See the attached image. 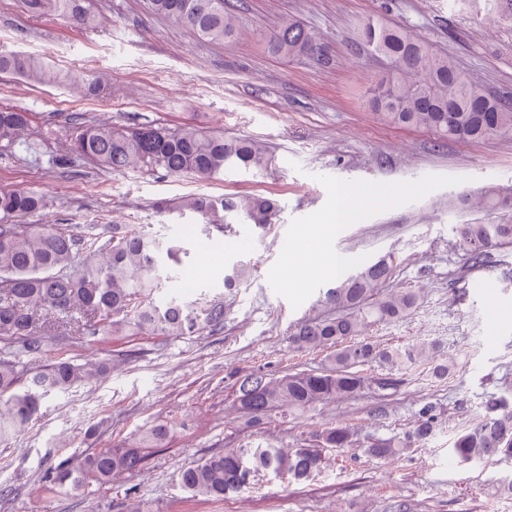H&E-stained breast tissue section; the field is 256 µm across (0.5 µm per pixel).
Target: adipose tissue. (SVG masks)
Wrapping results in <instances>:
<instances>
[{
    "label": "adipose tissue",
    "instance_id": "ef3b65f1",
    "mask_svg": "<svg viewBox=\"0 0 512 512\" xmlns=\"http://www.w3.org/2000/svg\"><path fill=\"white\" fill-rule=\"evenodd\" d=\"M336 196L341 204L333 208L328 214L318 219L317 223L306 228L303 239L293 249L288 264L287 272L292 276L294 284H301L309 276L320 275L325 277H340L347 264L341 255H324L320 252V242L325 237L336 233L341 224L347 223L349 212L343 205L349 193L345 189H337Z\"/></svg>",
    "mask_w": 512,
    "mask_h": 512
}]
</instances>
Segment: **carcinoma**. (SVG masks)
Masks as SVG:
<instances>
[{
  "label": "carcinoma",
  "mask_w": 512,
  "mask_h": 512,
  "mask_svg": "<svg viewBox=\"0 0 512 512\" xmlns=\"http://www.w3.org/2000/svg\"><path fill=\"white\" fill-rule=\"evenodd\" d=\"M34 16L57 15L90 29L98 25L92 0H21ZM148 11L216 44L231 40L237 16L226 0H145ZM361 38L371 52L390 67L388 82L372 90L369 106L389 126L433 132L442 144L448 140L481 142L512 138V100L493 94L462 72L453 58L402 29L370 19ZM272 51L288 57L317 56V37L299 22H283L268 39ZM0 75H18L39 85L66 84L84 94L101 86L80 71H62L35 56L0 49ZM32 113L0 106V147L27 142ZM77 158L113 172L188 176L201 182L224 180L241 171L263 176L274 165L269 145L249 136L228 137L222 131H204L193 125L163 127L122 126L80 121L64 154L55 163ZM465 209H512V191L489 187L457 198ZM47 209V199L32 188L0 191V441L24 432L36 418L46 397L66 392L84 382L105 377L112 366L105 360L83 364L59 354L38 370L19 369L22 354H39L48 345H60L73 336L120 341L127 336H192L224 328V295L202 293L192 302L154 299L162 283L181 265L180 249L157 235L114 224L107 233L73 232L55 224H15L13 219ZM173 210L192 213L206 229L224 232L239 219L268 229L280 211L276 199L243 193L234 197L193 194ZM457 245L477 266L495 247L512 245L510 224H460ZM392 259L383 257L338 281L323 294L322 304L336 314H318L301 321L288 336L298 351L325 354L324 367L282 375L261 368L236 381L234 411L246 428L264 423L271 414H296L329 402L354 399L369 385L395 391L401 380L395 371L423 360L432 375L448 376L446 362L434 360L435 341L382 347L369 331L383 323L409 316L423 300L420 288L385 293ZM252 274V265L239 263L224 275V288L240 287ZM379 366L386 371L368 378L359 368ZM434 402L424 403L413 424L392 438L370 443L366 454L394 459L425 442L439 425ZM172 424L149 428L136 445L113 444L52 469L51 488L63 492L89 482L109 484L140 470L145 449L163 448ZM357 430L330 422L316 435V444L278 448L249 441L215 453L178 472L184 493L203 501H222L249 488L256 478L274 475L306 482L324 463L323 450L351 448ZM453 453L464 464L512 458V391L491 395L482 419L460 433Z\"/></svg>",
  "instance_id": "carcinoma-1"
}]
</instances>
